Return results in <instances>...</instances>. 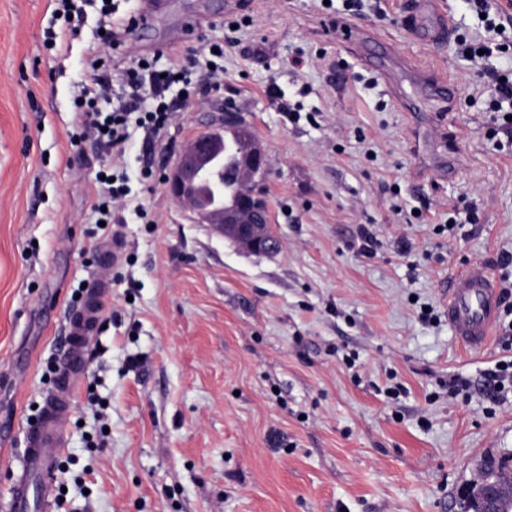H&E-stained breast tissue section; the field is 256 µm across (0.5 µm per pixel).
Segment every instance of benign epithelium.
I'll return each mask as SVG.
<instances>
[{"label": "benign epithelium", "mask_w": 512, "mask_h": 512, "mask_svg": "<svg viewBox=\"0 0 512 512\" xmlns=\"http://www.w3.org/2000/svg\"><path fill=\"white\" fill-rule=\"evenodd\" d=\"M245 121L233 107L224 109L218 126L203 132L183 147L179 159L166 177L170 196L185 205L196 224H211L217 232L246 253L271 256L280 249L270 226L265 200L253 193L251 184L268 175V154L262 143L244 135L235 145L229 161L222 158L224 128H242ZM238 180L241 188L224 201V178ZM477 512H500L512 499V481L504 479L480 492Z\"/></svg>", "instance_id": "obj_1"}]
</instances>
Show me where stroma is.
I'll return each mask as SVG.
<instances>
[{"mask_svg": "<svg viewBox=\"0 0 512 512\" xmlns=\"http://www.w3.org/2000/svg\"><path fill=\"white\" fill-rule=\"evenodd\" d=\"M366 2L351 17L343 0L235 12L227 0H163L152 24L123 34L122 60L167 53L197 14L202 27L179 49L201 56L232 38L224 80L119 157L80 139L72 104L98 45L97 6L68 40L57 0H0V502L5 463L54 388L67 313L114 239L121 257L55 473L64 503L51 512H459L483 458L512 454V393L490 405L448 392L449 376L479 381L505 352L494 338L461 345L438 288L472 259L502 277L512 254V139L490 136L493 86L458 43L484 24L466 0H440L453 37L432 47L402 25L412 0ZM347 19L364 39H336L332 24ZM399 57L459 87L438 116L457 148L452 174L418 140L406 105L417 84L391 67ZM226 103L269 155L281 240L270 257L194 223L163 180ZM144 159L158 173L146 183ZM119 163L150 221L104 229L91 203L99 173Z\"/></svg>", "mask_w": 512, "mask_h": 512, "instance_id": "obj_1", "label": "stroma"}]
</instances>
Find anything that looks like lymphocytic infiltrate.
<instances>
[{
	"label": "lymphocytic infiltrate",
	"instance_id": "obj_1",
	"mask_svg": "<svg viewBox=\"0 0 512 512\" xmlns=\"http://www.w3.org/2000/svg\"><path fill=\"white\" fill-rule=\"evenodd\" d=\"M224 72L223 65L201 64L196 80L186 78L180 54L168 57L166 69L154 63L139 65L123 73L120 90H113L110 63L87 61L77 85V111L85 117L82 135L94 138L102 150L125 154L132 131L142 130L146 140L161 136L168 127L178 102L184 101L194 88H206L217 83ZM111 102L110 111H102L101 103ZM131 188L126 173L108 174L96 189L94 211L102 221H109L106 204L131 210L138 219H146L142 205L132 204Z\"/></svg>",
	"mask_w": 512,
	"mask_h": 512
}]
</instances>
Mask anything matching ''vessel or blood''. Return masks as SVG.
Returning a JSON list of instances; mask_svg holds the SVG:
<instances>
[{
	"instance_id": "b4317fda",
	"label": "vessel or blood",
	"mask_w": 512,
	"mask_h": 512,
	"mask_svg": "<svg viewBox=\"0 0 512 512\" xmlns=\"http://www.w3.org/2000/svg\"><path fill=\"white\" fill-rule=\"evenodd\" d=\"M404 24L408 35L418 42L442 40L452 32L446 14L435 0H417L416 9L405 16ZM419 73L431 82L437 109H445L457 97L458 86L446 74L424 67ZM440 288L453 334L467 347L486 345L501 308L496 281L487 264L473 260L453 269ZM101 311L100 297L89 295L70 312L65 326L64 365L37 426L27 434V446L18 458L19 467L7 501L0 503V512H29L36 494L41 495L44 505H51L52 478L62 453L64 431Z\"/></svg>"
}]
</instances>
